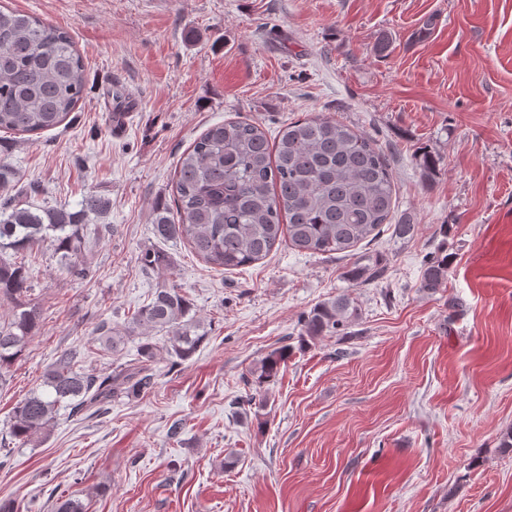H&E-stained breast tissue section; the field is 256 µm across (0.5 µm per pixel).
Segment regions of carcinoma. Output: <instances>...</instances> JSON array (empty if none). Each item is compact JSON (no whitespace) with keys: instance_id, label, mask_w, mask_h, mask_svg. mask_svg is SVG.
Returning <instances> with one entry per match:
<instances>
[{"instance_id":"cac0c4a2","label":"carcinoma","mask_w":512,"mask_h":512,"mask_svg":"<svg viewBox=\"0 0 512 512\" xmlns=\"http://www.w3.org/2000/svg\"><path fill=\"white\" fill-rule=\"evenodd\" d=\"M85 92L84 61L69 32L20 12L0 9V131L38 134L63 124ZM11 171L0 160V253L22 251L50 236L59 267L84 277L81 256L85 242L81 222L104 215L109 202L92 192L79 210L43 207L33 210L1 193ZM393 174L383 152L366 134L327 117L288 123L269 141L251 119L230 120L209 127L181 156L176 169L173 202L153 209L155 235L188 244L207 263L226 271L266 258L282 242L312 255L347 252L375 237L391 222ZM144 270L159 279L150 301L122 326L102 322L96 341L111 355L122 352L129 336H141L136 359L111 371L86 372L76 353L60 354L34 391L14 408L9 437L25 443L47 429L61 407L75 414L106 410L112 399L151 388L153 364L160 352L185 361L206 339L203 324L190 315L191 304L170 282V259L149 250L140 257ZM450 260L441 253L426 259L419 283L433 294L448 280ZM377 259L356 261L346 272L350 282L384 276ZM30 270L0 258V301L14 304L11 320L0 323V380L27 347L38 313L28 307ZM357 308L345 297L315 306L303 321L300 346L332 336L352 321ZM163 331L160 348L148 336ZM291 348L265 356L244 378L254 389L278 377Z\"/></svg>"}]
</instances>
